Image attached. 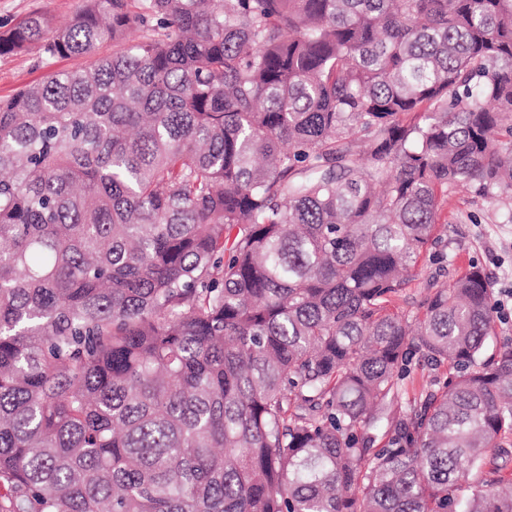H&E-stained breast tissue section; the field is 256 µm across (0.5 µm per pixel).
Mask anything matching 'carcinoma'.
<instances>
[{
	"label": "carcinoma",
	"instance_id": "1",
	"mask_svg": "<svg viewBox=\"0 0 512 512\" xmlns=\"http://www.w3.org/2000/svg\"><path fill=\"white\" fill-rule=\"evenodd\" d=\"M107 40L0 100V512H512L486 274L395 306L448 193L512 199V0H83L0 55ZM446 370L445 366L436 368L435 366L421 363L420 366L414 368L410 377L403 381V398L424 393L429 386L430 380L435 376H442L446 373Z\"/></svg>",
	"mask_w": 512,
	"mask_h": 512
}]
</instances>
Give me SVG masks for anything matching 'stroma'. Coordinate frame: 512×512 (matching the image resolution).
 Masks as SVG:
<instances>
[{"label":"stroma","instance_id":"35a3bbf8","mask_svg":"<svg viewBox=\"0 0 512 512\" xmlns=\"http://www.w3.org/2000/svg\"><path fill=\"white\" fill-rule=\"evenodd\" d=\"M82 0H0V32L34 13L61 23L74 16ZM90 57L48 58L38 49L0 56V99L42 80L51 72L89 65ZM441 221L447 224L448 259L439 263L424 254L417 278L398 300L399 306L419 310L430 285L450 279L456 269L477 264L494 293L512 290V202L489 203L469 192L449 194Z\"/></svg>","mask_w":512,"mask_h":512}]
</instances>
